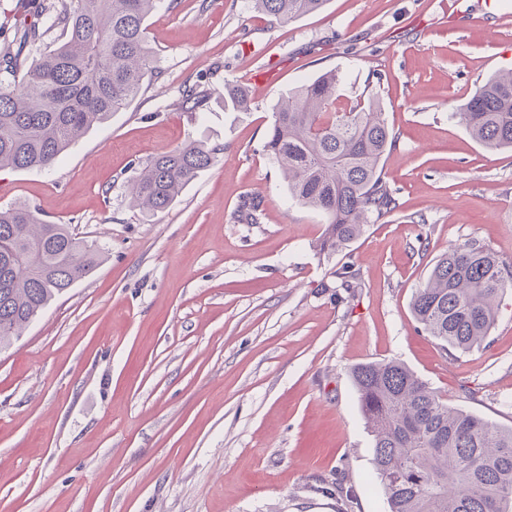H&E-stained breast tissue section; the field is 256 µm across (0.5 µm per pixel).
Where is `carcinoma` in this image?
Instances as JSON below:
<instances>
[{"instance_id": "1", "label": "carcinoma", "mask_w": 512, "mask_h": 512, "mask_svg": "<svg viewBox=\"0 0 512 512\" xmlns=\"http://www.w3.org/2000/svg\"><path fill=\"white\" fill-rule=\"evenodd\" d=\"M281 24L317 12L327 0H251ZM159 0H42L36 20L16 30L19 49L0 51V170L51 169L73 141L127 107L151 72L147 17ZM63 26L64 40L25 66L22 47L41 41L39 18ZM343 75L312 78L273 108L264 150L281 166L288 195L325 217L323 253H342L368 224L399 208L383 181L382 157L394 137L373 97L346 112L333 106ZM234 111L250 105L243 86L224 90ZM483 147L512 148V69L477 87L458 112ZM218 149L193 140L162 152L130 187L134 205L169 208ZM263 200H243L238 218L257 224ZM101 248L48 224L20 205L0 209V345L21 336L57 296L98 264ZM512 290V265L477 242L442 254L417 289L412 313L449 353L485 346L497 301ZM374 438L371 476L389 512H512V427L448 402L403 363L369 362L351 370Z\"/></svg>"}]
</instances>
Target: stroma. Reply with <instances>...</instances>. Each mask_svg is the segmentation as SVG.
Listing matches in <instances>:
<instances>
[{"mask_svg": "<svg viewBox=\"0 0 512 512\" xmlns=\"http://www.w3.org/2000/svg\"><path fill=\"white\" fill-rule=\"evenodd\" d=\"M156 78L50 170L0 171L105 254L0 347V512H387L355 365L403 362L450 405L512 427V293L483 349L449 355L411 314L438 256L476 240L512 263V151L455 113L512 68V0H328L282 24L248 0H161ZM331 69L377 94L397 211L338 255L263 145L277 98ZM248 85V110L224 88ZM207 102L190 112L188 88ZM220 148L168 209L130 203L153 156ZM264 201L257 224L237 211ZM353 264L357 285L334 272Z\"/></svg>", "mask_w": 512, "mask_h": 512, "instance_id": "stroma-1", "label": "stroma"}]
</instances>
